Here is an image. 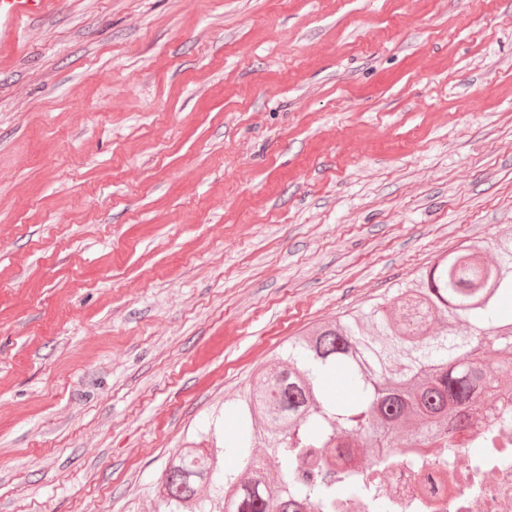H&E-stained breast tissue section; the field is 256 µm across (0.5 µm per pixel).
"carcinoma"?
<instances>
[{
    "instance_id": "obj_1",
    "label": "carcinoma",
    "mask_w": 512,
    "mask_h": 512,
    "mask_svg": "<svg viewBox=\"0 0 512 512\" xmlns=\"http://www.w3.org/2000/svg\"><path fill=\"white\" fill-rule=\"evenodd\" d=\"M494 249L490 265L483 242L464 245L400 289L394 307L378 302L292 338L236 402L244 472L222 469L225 449L186 443L164 475L167 512H336V500L361 489L356 449H374L370 466L381 470L446 437L464 412L482 420L501 393L498 375L512 370V321L500 309L512 299V237ZM485 349L499 353L495 366L482 362ZM332 372L343 374L352 403L323 388ZM344 437L350 467L339 469Z\"/></svg>"
}]
</instances>
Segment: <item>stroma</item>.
Returning a JSON list of instances; mask_svg holds the SVG:
<instances>
[{"mask_svg": "<svg viewBox=\"0 0 512 512\" xmlns=\"http://www.w3.org/2000/svg\"><path fill=\"white\" fill-rule=\"evenodd\" d=\"M0 60V512H165L289 336L512 234V0H59Z\"/></svg>", "mask_w": 512, "mask_h": 512, "instance_id": "1", "label": "stroma"}]
</instances>
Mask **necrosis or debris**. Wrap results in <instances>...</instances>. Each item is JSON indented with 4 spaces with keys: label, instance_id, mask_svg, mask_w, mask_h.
<instances>
[{
    "label": "necrosis or debris",
    "instance_id": "1",
    "mask_svg": "<svg viewBox=\"0 0 512 512\" xmlns=\"http://www.w3.org/2000/svg\"><path fill=\"white\" fill-rule=\"evenodd\" d=\"M443 472L448 488L441 491ZM360 478L386 495L387 512H512V395L490 402L480 424L450 428L447 448L424 449Z\"/></svg>",
    "mask_w": 512,
    "mask_h": 512
}]
</instances>
